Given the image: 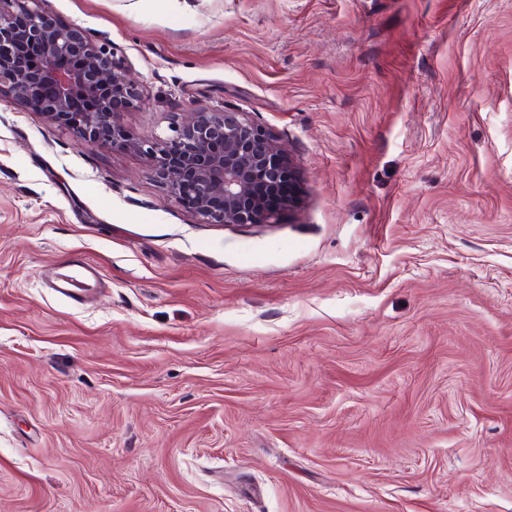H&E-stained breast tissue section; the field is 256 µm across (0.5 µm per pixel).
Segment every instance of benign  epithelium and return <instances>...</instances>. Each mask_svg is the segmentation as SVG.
Masks as SVG:
<instances>
[{
	"label": "benign epithelium",
	"mask_w": 512,
	"mask_h": 512,
	"mask_svg": "<svg viewBox=\"0 0 512 512\" xmlns=\"http://www.w3.org/2000/svg\"><path fill=\"white\" fill-rule=\"evenodd\" d=\"M75 130L91 146L108 144L148 156L157 178L178 199L191 190L193 211L208 224H269L279 209L267 195L295 184L278 140L242 113L198 105L171 138L143 137L123 122L139 101L129 71L81 28L37 0H0V101ZM87 104L80 122L71 112Z\"/></svg>",
	"instance_id": "7a95c632"
}]
</instances>
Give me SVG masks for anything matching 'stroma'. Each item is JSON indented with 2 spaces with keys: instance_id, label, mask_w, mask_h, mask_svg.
<instances>
[{
  "instance_id": "35a3bbf8",
  "label": "stroma",
  "mask_w": 512,
  "mask_h": 512,
  "mask_svg": "<svg viewBox=\"0 0 512 512\" xmlns=\"http://www.w3.org/2000/svg\"><path fill=\"white\" fill-rule=\"evenodd\" d=\"M43 5L133 131L245 113L296 200L205 224L0 102V512H512V0ZM101 274L97 266L91 261H84L80 265L59 266L54 281L50 288H57V291L70 299H75L80 292L86 291Z\"/></svg>"
}]
</instances>
